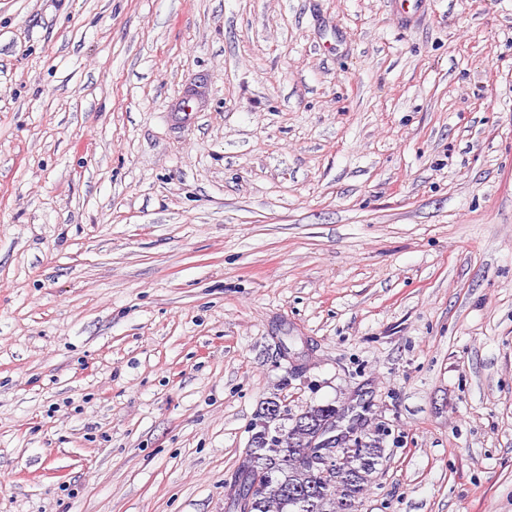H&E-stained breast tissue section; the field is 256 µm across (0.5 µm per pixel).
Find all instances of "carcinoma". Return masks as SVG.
<instances>
[{"instance_id": "carcinoma-1", "label": "carcinoma", "mask_w": 512, "mask_h": 512, "mask_svg": "<svg viewBox=\"0 0 512 512\" xmlns=\"http://www.w3.org/2000/svg\"><path fill=\"white\" fill-rule=\"evenodd\" d=\"M335 417L333 404L291 415L280 402H265L249 448L224 482L225 512H357L384 448L380 435L365 431L360 447L341 463L333 457L314 465V432Z\"/></svg>"}]
</instances>
